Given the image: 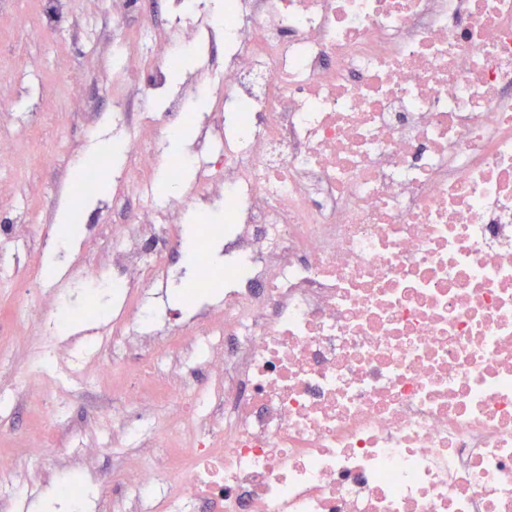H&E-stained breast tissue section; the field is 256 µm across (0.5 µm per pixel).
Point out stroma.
<instances>
[{
  "instance_id": "1",
  "label": "stroma",
  "mask_w": 512,
  "mask_h": 512,
  "mask_svg": "<svg viewBox=\"0 0 512 512\" xmlns=\"http://www.w3.org/2000/svg\"><path fill=\"white\" fill-rule=\"evenodd\" d=\"M101 0H0V96L15 102L26 120L33 122L38 133L21 145L17 158L0 160V175L8 176L18 191L28 194L32 209L27 256L14 273V284L0 287V330L9 329L13 319L37 322L48 315L46 308L33 306L30 291L43 276L47 254L42 243L47 235L58 231L57 215L66 204L65 195L76 192L79 183L73 176L76 158L86 153L93 136L112 131V90L101 67L98 47L84 32L87 21L97 19ZM25 54L37 58L41 67L34 75H14L10 63L14 56ZM84 69V90L91 111L73 109L65 86L76 67ZM121 186L94 190L78 207L79 237L60 238L54 252L57 270L64 276L85 261L100 258L109 244L107 227L122 216L109 211L98 212L100 200L121 194ZM85 306L100 309L92 322L80 323L72 333L58 336L65 358L84 356V369H95L93 357L86 349L98 346L105 319L112 316V298L107 288L87 285L79 293ZM24 353L14 346L0 347V389L14 393L15 399L0 410V450L15 447L14 437L31 421L28 408L16 395L26 384ZM122 398L110 386L88 388L70 400L57 426L50 431L52 444L73 448L95 447L99 436L85 430L83 423L91 411L111 412ZM113 457L100 455L97 478L88 477L78 465L58 469L49 456L31 462V470L40 472V480L22 488L13 503L14 512H39L46 494L61 484L81 488L86 505H71L69 512H106L111 490H99L100 477L112 469Z\"/></svg>"
}]
</instances>
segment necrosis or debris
Returning <instances> with one entry per match:
<instances>
[{
	"instance_id": "necrosis-or-debris-1",
	"label": "necrosis or debris",
	"mask_w": 512,
	"mask_h": 512,
	"mask_svg": "<svg viewBox=\"0 0 512 512\" xmlns=\"http://www.w3.org/2000/svg\"><path fill=\"white\" fill-rule=\"evenodd\" d=\"M173 3L190 15L112 41L127 210L102 263L74 270L112 273L95 379L143 412H113L111 440L82 451H123L112 512H512V0ZM219 39L220 60L205 53ZM180 46L202 63L155 111ZM201 87L220 103L173 161L170 119ZM4 205L1 282L29 216L1 180ZM217 206L196 311L157 324L142 286L174 274L147 245ZM35 336L23 397L42 410L77 381L40 368L52 325L8 333ZM23 447L0 454V512L45 426Z\"/></svg>"
}]
</instances>
